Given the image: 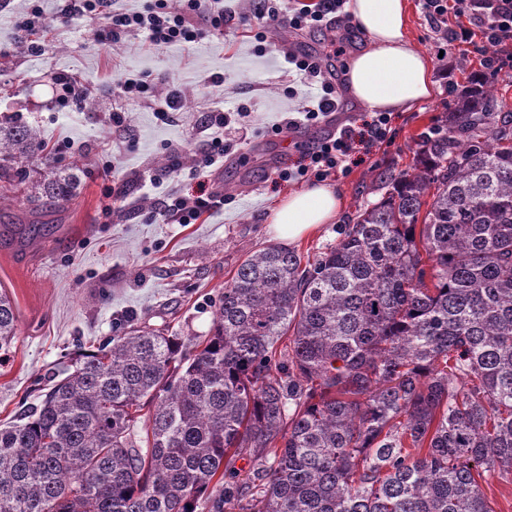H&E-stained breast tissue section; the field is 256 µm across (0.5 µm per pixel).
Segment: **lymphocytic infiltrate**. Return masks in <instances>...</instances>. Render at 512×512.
Returning a JSON list of instances; mask_svg holds the SVG:
<instances>
[{
  "label": "lymphocytic infiltrate",
  "instance_id": "obj_1",
  "mask_svg": "<svg viewBox=\"0 0 512 512\" xmlns=\"http://www.w3.org/2000/svg\"><path fill=\"white\" fill-rule=\"evenodd\" d=\"M346 0H297L295 7L282 8L279 0H252L253 16L261 21L279 22L289 27L319 28L325 20L336 24H349L350 16L345 9ZM467 16L468 25L447 29V41L457 48H470L474 53L484 54L482 71L475 77L480 81L496 78L504 61L499 57L485 55L486 45L502 46L512 43V0H424V9L434 28H441L449 9ZM91 20H108L113 39L131 33L143 34L146 42L155 48L176 44L195 43L207 32L223 34V8H205L202 0H184L180 10H170L166 0H154L145 12L133 15L116 14L112 11V0H71L60 16L68 21L74 16ZM345 41L329 42L323 56L312 54H289L288 61L304 72L306 77L317 83L322 95L317 106L302 105L296 116L287 119L285 126L298 129L302 123L316 121L319 116L333 114L336 110V87L327 79L322 57L339 58L346 54ZM391 116L386 112H375L364 116L361 125L344 124L327 134L313 145L305 146L300 159L285 170L291 180L324 181L338 172L347 170L354 161L360 147L381 143L391 136Z\"/></svg>",
  "mask_w": 512,
  "mask_h": 512
}]
</instances>
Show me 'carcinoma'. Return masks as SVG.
<instances>
[{
    "label": "carcinoma",
    "mask_w": 512,
    "mask_h": 512,
    "mask_svg": "<svg viewBox=\"0 0 512 512\" xmlns=\"http://www.w3.org/2000/svg\"><path fill=\"white\" fill-rule=\"evenodd\" d=\"M470 88L302 261L245 258L200 339L132 323L0 425V512H494L512 481V118ZM44 169L38 180L30 167ZM0 124V207L76 195ZM0 288V366L16 350ZM142 428H137L138 423ZM249 463L248 471L236 467ZM484 493L494 512H512V483L505 482L497 476L485 473L478 478Z\"/></svg>",
    "instance_id": "1"
}]
</instances>
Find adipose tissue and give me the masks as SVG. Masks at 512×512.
Instances as JSON below:
<instances>
[{
    "label": "adipose tissue",
    "mask_w": 512,
    "mask_h": 512,
    "mask_svg": "<svg viewBox=\"0 0 512 512\" xmlns=\"http://www.w3.org/2000/svg\"><path fill=\"white\" fill-rule=\"evenodd\" d=\"M408 0H347L355 24L371 48L347 66L349 94L368 109L402 112L428 99L433 90L429 58L407 38ZM340 201L331 187L317 184L281 197L269 218L273 235L295 241L334 221Z\"/></svg>",
    "instance_id": "1"
}]
</instances>
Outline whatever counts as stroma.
<instances>
[{
  "instance_id": "1",
  "label": "stroma",
  "mask_w": 512,
  "mask_h": 512,
  "mask_svg": "<svg viewBox=\"0 0 512 512\" xmlns=\"http://www.w3.org/2000/svg\"><path fill=\"white\" fill-rule=\"evenodd\" d=\"M407 36L431 61L434 95L394 115L389 143L374 145L364 161L337 173L327 184L341 210L290 247L302 258L336 244L349 216L378 199L376 173L403 170L412 160L414 139L444 109L446 68L459 87L479 67L477 54H463L434 30L422 0H408ZM66 0H0V122L37 127L61 167H77L80 184L65 209L45 215L44 235L31 236L33 217L14 204L0 210V286L16 310L17 349L0 367V423L40 403L50 381L65 373L76 353L91 352L129 324L145 322L182 336L207 335L213 305L226 281L253 251L271 245L270 211L278 199L299 190L280 174L298 148L333 131L360 124L366 110L347 93L350 56L369 46L360 29L347 56L336 59L335 115L282 131L281 125L309 93L287 54H317L343 30L293 31L287 42L258 20L234 19L223 35L189 45L155 49L142 36L120 41L109 26L77 17L43 31L40 50L20 27L32 9L58 17ZM102 33L88 35L90 27ZM73 78L87 99L64 98L52 75ZM150 76L154 95L120 98L119 83ZM220 74L223 84L211 83ZM182 92L177 110L164 111L170 90ZM121 107L122 137H114L112 109ZM230 123L224 152L200 173L191 170L195 152L208 147L211 117ZM224 193V208L193 224L151 220L165 202L201 191ZM111 212H104V205Z\"/></svg>"
}]
</instances>
